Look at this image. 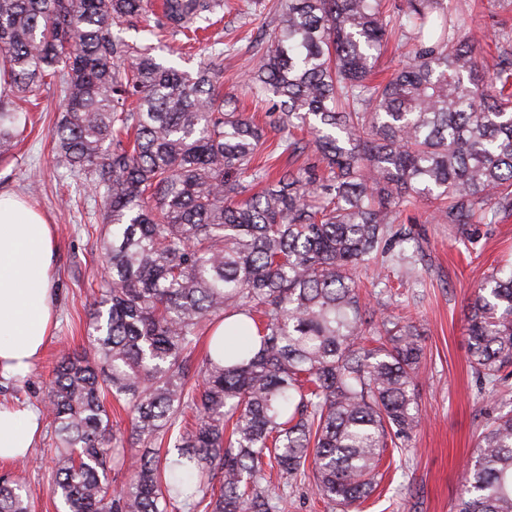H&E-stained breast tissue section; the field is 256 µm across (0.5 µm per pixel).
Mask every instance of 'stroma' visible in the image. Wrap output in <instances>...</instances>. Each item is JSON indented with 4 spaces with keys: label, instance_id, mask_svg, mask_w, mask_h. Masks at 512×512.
<instances>
[{
    "label": "stroma",
    "instance_id": "35a3bbf8",
    "mask_svg": "<svg viewBox=\"0 0 512 512\" xmlns=\"http://www.w3.org/2000/svg\"><path fill=\"white\" fill-rule=\"evenodd\" d=\"M483 50L494 65V34L512 28V0H462ZM272 17L257 0H226L224 19L216 29L230 50L222 62L221 91L241 101L246 113L264 122L270 101L253 97L245 84L258 55L245 32H256ZM32 108V122L20 135L10 156L0 157V193L26 198L53 226L57 252L53 286L58 327L36 367L19 379H0V402L38 406L61 352H74L86 342L90 305L104 276L99 247L104 231L92 199L74 200V190L56 162L52 129L63 99L44 88ZM402 222L418 240L423 258L419 276L379 283L374 272L361 276L363 295L374 307L411 318L422 333L424 355L417 398L423 419L410 439L389 450L382 480L364 503L363 512H455L462 473L477 437L495 417L512 410V380L489 394L472 374L464 330V314L477 284L493 267L512 261V217L493 224H475L470 237L459 226L436 224L431 209L420 202L408 206ZM50 425H43L24 466L0 463L6 475L25 485L31 512H56L49 493L52 476ZM272 492L283 499L281 512H327L307 479L289 486L277 469L266 471Z\"/></svg>",
    "mask_w": 512,
    "mask_h": 512
}]
</instances>
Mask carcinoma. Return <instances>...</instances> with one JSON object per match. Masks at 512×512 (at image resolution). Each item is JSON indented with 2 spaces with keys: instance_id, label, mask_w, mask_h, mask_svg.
<instances>
[{
  "instance_id": "carcinoma-1",
  "label": "carcinoma",
  "mask_w": 512,
  "mask_h": 512,
  "mask_svg": "<svg viewBox=\"0 0 512 512\" xmlns=\"http://www.w3.org/2000/svg\"><path fill=\"white\" fill-rule=\"evenodd\" d=\"M148 4L0 0V157L28 124L22 103L59 86V166L106 223L88 345L62 354L42 399L50 494L62 512H278L263 484L274 462L353 512L422 416L420 330L363 301L359 271L418 276L397 227L415 201L437 224L512 216V30L496 32L489 73L446 0H272L248 88L276 102L282 152L316 156L272 180L256 163L263 130L224 99L215 60L188 71L120 35ZM223 9L162 0L157 27L195 34ZM396 34L409 50L376 82ZM465 321L470 368L495 387L512 367V264L475 289ZM0 512H30L4 477ZM456 512H512L511 412L480 433Z\"/></svg>"
}]
</instances>
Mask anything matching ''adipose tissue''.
I'll list each match as a JSON object with an SVG mask.
<instances>
[{"label":"adipose tissue","mask_w":512,"mask_h":512,"mask_svg":"<svg viewBox=\"0 0 512 512\" xmlns=\"http://www.w3.org/2000/svg\"><path fill=\"white\" fill-rule=\"evenodd\" d=\"M56 244L46 218L0 194V377L29 372L56 326L52 286ZM38 414L0 405V461L28 455Z\"/></svg>","instance_id":"1"}]
</instances>
